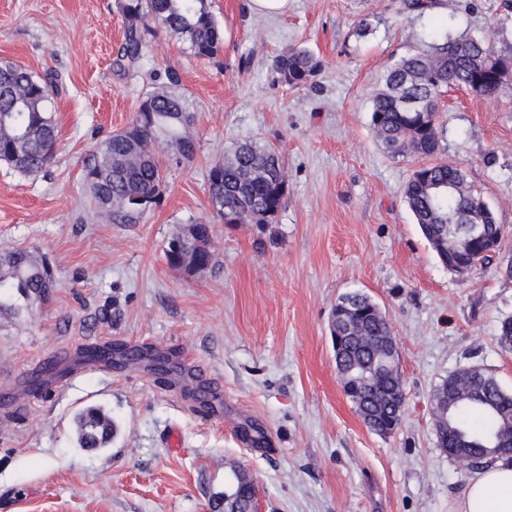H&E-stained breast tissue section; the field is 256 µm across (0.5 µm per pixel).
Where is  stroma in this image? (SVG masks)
<instances>
[{
    "mask_svg": "<svg viewBox=\"0 0 512 512\" xmlns=\"http://www.w3.org/2000/svg\"><path fill=\"white\" fill-rule=\"evenodd\" d=\"M123 2L0 0V62L63 78L54 163L35 176L0 164V252L46 255L57 281L30 309L0 307V412L13 410L0 419V512H224L235 471L255 482L262 512H450L472 473L437 446L435 388L479 366L512 392V351L497 342L512 316V82L441 98L435 159L465 171L502 227L492 261L462 278L405 202L421 158L388 154L370 125L388 64L430 41L431 15L402 0H293L262 17L247 0H212L225 33L217 58L156 27L120 71ZM453 2L449 26L496 32L497 50L512 53L504 0ZM289 47L322 63L307 85L272 66ZM161 87L194 112L196 154L168 168L136 223L118 224L86 205L85 166ZM254 138L278 149L288 184L264 228L224 223L206 181L225 147ZM199 222L216 261L190 275L165 251ZM353 292L378 303L399 350L405 401L388 436L363 423L336 369L331 313ZM111 341L171 354L172 368L87 365L59 391L25 389L38 360ZM202 386L219 393L221 415L197 400ZM89 407L116 422L109 447L78 446L72 421Z\"/></svg>",
    "mask_w": 512,
    "mask_h": 512,
    "instance_id": "obj_1",
    "label": "stroma"
}]
</instances>
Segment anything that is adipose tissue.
<instances>
[{
	"instance_id": "adipose-tissue-1",
	"label": "adipose tissue",
	"mask_w": 512,
	"mask_h": 512,
	"mask_svg": "<svg viewBox=\"0 0 512 512\" xmlns=\"http://www.w3.org/2000/svg\"><path fill=\"white\" fill-rule=\"evenodd\" d=\"M451 512H512V463L499 459L475 473Z\"/></svg>"
}]
</instances>
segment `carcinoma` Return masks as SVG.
I'll return each mask as SVG.
<instances>
[{"label": "carcinoma", "instance_id": "cac0c4a2", "mask_svg": "<svg viewBox=\"0 0 512 512\" xmlns=\"http://www.w3.org/2000/svg\"><path fill=\"white\" fill-rule=\"evenodd\" d=\"M124 43L115 65L122 69L143 56L145 35L162 27L190 45L198 56L214 58L222 41L211 12L210 0H127L122 5ZM512 63V55L498 52L494 39L471 34H438L422 51L390 64L373 94L371 126L383 148L391 154L410 152L432 157L439 148L438 100L449 89L476 96L495 94L506 81L497 80V68ZM282 81L299 87L312 80L321 61L309 50L289 48L273 60ZM54 74L41 78L10 62L0 65V161L25 175L44 172L54 161L45 144L58 138V125L50 108L49 86ZM145 102L150 110L137 111V124L103 140L84 172L90 202L121 223H132L158 202L166 184L160 154L176 149L179 164L193 159L196 144L185 135L193 122L183 96L161 89ZM212 208L226 224L274 222L287 191L279 152L259 140H245L224 149V157L208 169ZM405 198L415 223L436 250L447 255L454 240L457 259L478 266L492 258L481 240L456 234L449 220L459 214L480 213V194L467 185L464 171L442 162H428L416 169L407 183ZM55 287L50 264L43 255L26 249L0 254V306L30 307L44 300ZM349 301L336 315L334 330L338 369L364 374L357 388L346 393L372 431L389 435L398 429L404 405L399 356L387 374L371 372L373 359L385 354L374 344L394 340L386 317L366 294L342 296ZM431 406L445 413L446 426L438 431V447L451 448L464 441L466 448L452 454L464 469L483 467L511 453L512 393L502 389L484 368L470 367L437 386ZM77 442L82 448H106L117 427L101 408L79 413L75 419ZM244 474L233 473L224 491V509L246 512L249 507Z\"/></svg>", "mask_w": 512, "mask_h": 512}]
</instances>
